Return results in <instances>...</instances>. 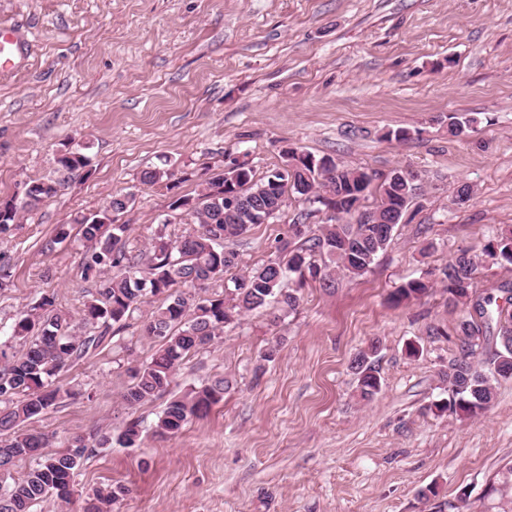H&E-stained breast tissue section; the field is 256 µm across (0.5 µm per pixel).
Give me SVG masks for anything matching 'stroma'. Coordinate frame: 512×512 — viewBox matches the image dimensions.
Here are the masks:
<instances>
[{
  "mask_svg": "<svg viewBox=\"0 0 512 512\" xmlns=\"http://www.w3.org/2000/svg\"><path fill=\"white\" fill-rule=\"evenodd\" d=\"M19 27L29 53L0 74V197L32 179H63L58 194L0 236V341L42 295L80 317L96 284L75 217L133 195L121 216L129 251L192 231L170 220L172 194L193 196L233 164L255 176L292 147L381 177L417 172L408 207L371 272L311 281L296 311L270 310L225 326L182 362L171 385L189 394L226 378L224 401L172 438L154 434L165 399L128 407L134 369L161 345L144 335L149 298L129 327L55 378L81 389L29 428L47 453L76 437L118 435L139 420L144 443L95 449L70 503L125 486L113 512H512V380L491 408L463 418L439 411L441 372L456 354L446 330L467 310L441 283L395 305L402 284L439 272L460 252L481 254L512 227V0H0V23ZM467 121L464 136L448 119ZM407 128L410 139H388ZM87 146L89 172L62 178L63 146ZM167 170L175 191L145 184ZM471 196L455 200L458 185ZM328 223L320 204L288 199L280 214L235 239L241 269L274 256L297 218ZM70 236L54 237L61 225ZM380 345V392L360 400L352 357ZM272 344L277 359H260ZM415 345L418 356L407 353ZM500 492H490V485Z\"/></svg>",
  "mask_w": 512,
  "mask_h": 512,
  "instance_id": "stroma-1",
  "label": "stroma"
}]
</instances>
